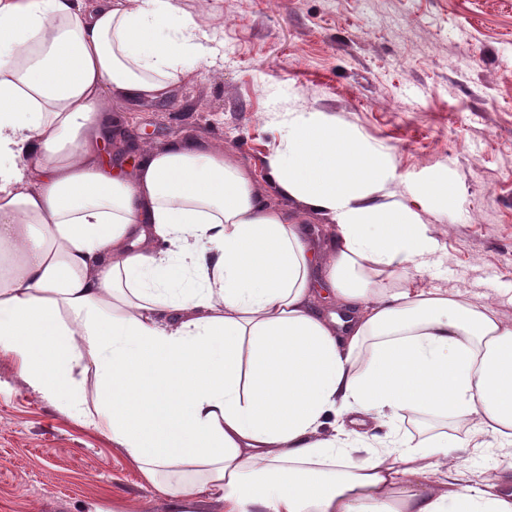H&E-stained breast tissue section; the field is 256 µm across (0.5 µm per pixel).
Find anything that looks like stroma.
I'll return each instance as SVG.
<instances>
[{
	"instance_id": "1",
	"label": "stroma",
	"mask_w": 512,
	"mask_h": 512,
	"mask_svg": "<svg viewBox=\"0 0 512 512\" xmlns=\"http://www.w3.org/2000/svg\"><path fill=\"white\" fill-rule=\"evenodd\" d=\"M211 49L197 77L160 102L123 101L112 131L149 145L218 146L269 185V159L294 113L336 121L385 148V191L411 201L438 180L454 207L419 208L436 247L423 288L496 301L512 320V0H177ZM396 432L419 441L452 419L409 413ZM159 512L109 435L34 392L0 357V512Z\"/></svg>"
}]
</instances>
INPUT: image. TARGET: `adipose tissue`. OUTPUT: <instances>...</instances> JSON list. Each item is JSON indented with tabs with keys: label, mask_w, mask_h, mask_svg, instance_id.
I'll return each instance as SVG.
<instances>
[{
	"label": "adipose tissue",
	"mask_w": 512,
	"mask_h": 512,
	"mask_svg": "<svg viewBox=\"0 0 512 512\" xmlns=\"http://www.w3.org/2000/svg\"><path fill=\"white\" fill-rule=\"evenodd\" d=\"M204 37L176 0H0V357L165 512H512L503 473L461 466L512 446V320L412 275L446 182L391 199L383 151L296 114L270 176L334 225L320 255L221 149L109 163L103 112L169 98ZM407 412L467 435H380Z\"/></svg>",
	"instance_id": "1"
}]
</instances>
